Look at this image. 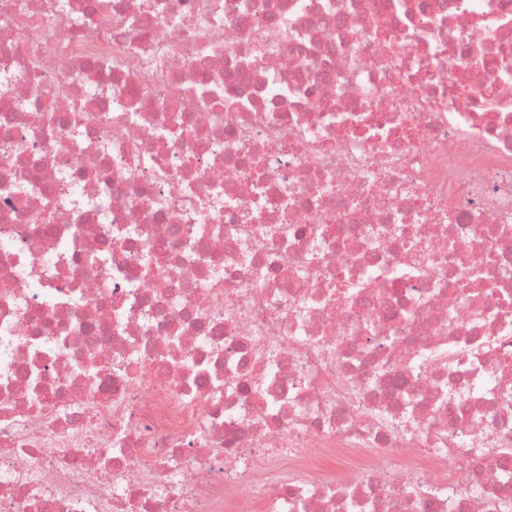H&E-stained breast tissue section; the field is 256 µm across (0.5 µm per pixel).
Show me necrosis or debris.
Instances as JSON below:
<instances>
[{
  "label": "necrosis or debris",
  "mask_w": 512,
  "mask_h": 512,
  "mask_svg": "<svg viewBox=\"0 0 512 512\" xmlns=\"http://www.w3.org/2000/svg\"><path fill=\"white\" fill-rule=\"evenodd\" d=\"M0 512H512V0H0Z\"/></svg>",
  "instance_id": "necrosis-or-debris-1"
}]
</instances>
